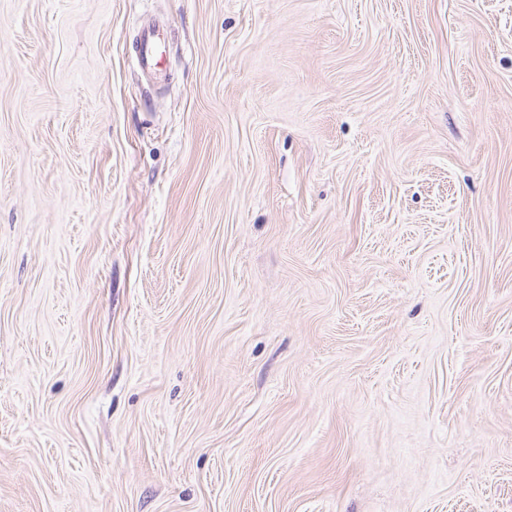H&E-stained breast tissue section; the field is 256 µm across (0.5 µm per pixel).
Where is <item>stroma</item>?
I'll list each match as a JSON object with an SVG mask.
<instances>
[{"mask_svg":"<svg viewBox=\"0 0 512 512\" xmlns=\"http://www.w3.org/2000/svg\"><path fill=\"white\" fill-rule=\"evenodd\" d=\"M0 512H512V0H0ZM162 41L165 42V37L159 27H147L143 31L139 62L142 69L150 74L157 73L163 65Z\"/></svg>","mask_w":512,"mask_h":512,"instance_id":"stroma-1","label":"stroma"}]
</instances>
